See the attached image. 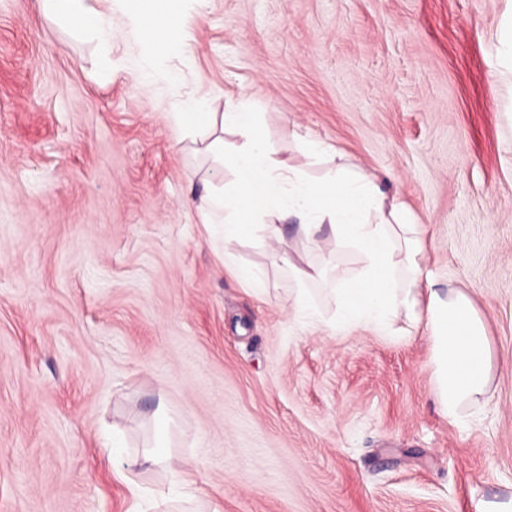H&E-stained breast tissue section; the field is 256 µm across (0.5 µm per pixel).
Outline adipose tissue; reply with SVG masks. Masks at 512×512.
Returning <instances> with one entry per match:
<instances>
[{
  "instance_id": "1",
  "label": "adipose tissue",
  "mask_w": 512,
  "mask_h": 512,
  "mask_svg": "<svg viewBox=\"0 0 512 512\" xmlns=\"http://www.w3.org/2000/svg\"><path fill=\"white\" fill-rule=\"evenodd\" d=\"M143 38L157 52L174 55L183 44L177 35L181 0H146ZM101 0H41L44 14L92 36L104 51L112 49V18ZM178 124L208 127L220 122L224 136L212 147L233 171L232 183L210 194L203 208L207 223L219 226L225 243L263 234L270 245L282 242L279 223L297 220L302 237L317 242L326 233L337 250L359 255L356 277L328 291L333 312L313 301L307 285L327 281L334 266H293L299 287L296 316L333 331L363 330L378 336H407L424 331L430 339L436 397L441 415L466 422L467 410L489 392L492 355L484 321L463 290L441 293L428 269V229L408 207L381 188L374 177L340 163L321 179L287 164L268 144L266 133L248 104L230 105L222 116L190 97L177 100Z\"/></svg>"
}]
</instances>
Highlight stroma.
<instances>
[{
  "label": "stroma",
  "instance_id": "1",
  "mask_svg": "<svg viewBox=\"0 0 512 512\" xmlns=\"http://www.w3.org/2000/svg\"><path fill=\"white\" fill-rule=\"evenodd\" d=\"M179 36L153 55L112 0L106 56L0 0V512H160L171 474L112 464L159 446L194 481L174 512L512 500V0H183ZM179 97L251 101L281 157L313 135L427 225L495 362L469 423L439 413L426 336L295 317L285 259L323 253L293 222L274 249L208 231L200 199L234 175L174 124Z\"/></svg>",
  "mask_w": 512,
  "mask_h": 512
}]
</instances>
